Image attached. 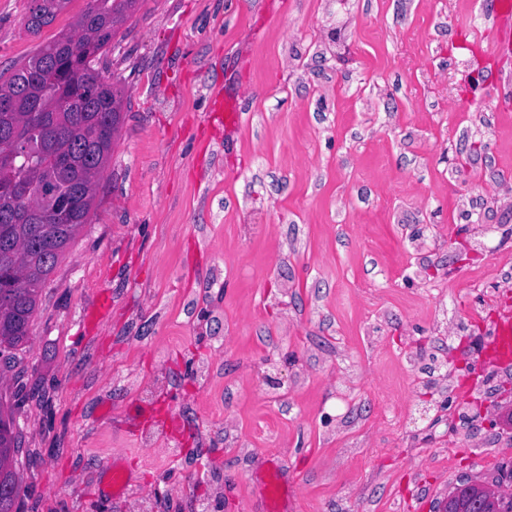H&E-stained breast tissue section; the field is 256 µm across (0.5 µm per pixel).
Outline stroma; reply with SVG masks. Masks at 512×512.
Listing matches in <instances>:
<instances>
[{"label": "stroma", "instance_id": "35a3bbf8", "mask_svg": "<svg viewBox=\"0 0 512 512\" xmlns=\"http://www.w3.org/2000/svg\"><path fill=\"white\" fill-rule=\"evenodd\" d=\"M87 6L34 34L0 0V72ZM462 21L487 45L482 0H140L97 64L125 101L91 222L0 361L20 512H239L270 454L288 512L512 493V433L454 415L512 408L458 349L512 304L477 276L512 243V110L462 97ZM133 405L157 425L124 429ZM211 107L207 115V122L212 127H224L233 129L241 125L242 112L237 107V102L228 93H215L211 96Z\"/></svg>", "mask_w": 512, "mask_h": 512}]
</instances>
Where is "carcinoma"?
<instances>
[{"instance_id": "1", "label": "carcinoma", "mask_w": 512, "mask_h": 512, "mask_svg": "<svg viewBox=\"0 0 512 512\" xmlns=\"http://www.w3.org/2000/svg\"><path fill=\"white\" fill-rule=\"evenodd\" d=\"M71 0H30L27 29L51 24ZM139 0H90L67 32L43 44L10 74H0V144L20 141L15 160L0 156V354L28 339L39 297L90 211L121 120L123 93L96 61L112 46ZM53 178L74 198L65 212L26 194ZM18 422L0 401V512H17L21 485ZM512 512L511 494H483L475 502L455 492L443 512Z\"/></svg>"}]
</instances>
